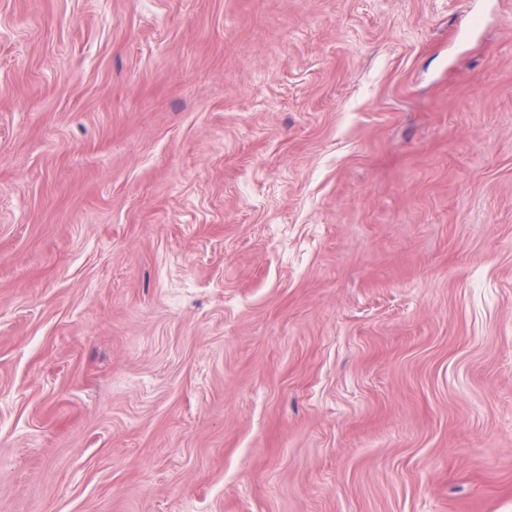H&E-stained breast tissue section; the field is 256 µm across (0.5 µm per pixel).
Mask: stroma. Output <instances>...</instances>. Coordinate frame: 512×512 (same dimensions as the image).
<instances>
[{
	"label": "stroma",
	"instance_id": "1",
	"mask_svg": "<svg viewBox=\"0 0 512 512\" xmlns=\"http://www.w3.org/2000/svg\"><path fill=\"white\" fill-rule=\"evenodd\" d=\"M0 512H512V0H0Z\"/></svg>",
	"mask_w": 512,
	"mask_h": 512
}]
</instances>
